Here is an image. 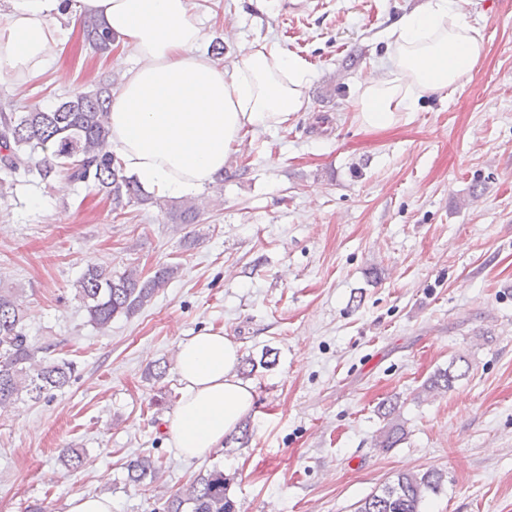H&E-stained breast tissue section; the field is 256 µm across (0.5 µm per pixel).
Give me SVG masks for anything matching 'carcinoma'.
I'll use <instances>...</instances> for the list:
<instances>
[{
  "label": "carcinoma",
  "instance_id": "1",
  "mask_svg": "<svg viewBox=\"0 0 512 512\" xmlns=\"http://www.w3.org/2000/svg\"><path fill=\"white\" fill-rule=\"evenodd\" d=\"M85 41L96 55L112 51L111 37L99 22H83ZM111 85L100 84L92 91H78L51 110L32 109L18 113L11 101L0 107V169H20L46 180L63 172L112 203V211L125 210L134 203H145L137 183L126 177L112 151L110 129L105 115ZM51 155H45L48 144ZM175 224H195L200 210L192 200L170 207ZM179 266L166 265L144 277L135 269L116 274L108 267H92L77 281L76 296L86 310L89 322L106 329L119 316L130 317L148 306L157 294L176 277ZM27 310L10 288H0V409H6L22 395L38 400L44 394L67 386L75 378V365L67 360H52L26 331ZM458 376L453 370H437L423 386L424 391L442 394L454 387ZM388 423L375 439V447L392 448L405 435L395 417L398 402L382 404ZM158 461L140 455L127 465V479L140 485L155 479ZM443 474L437 470L402 473L358 501L355 512H422L426 497L441 489ZM229 482L218 467L198 474L186 485L170 493L164 512H232Z\"/></svg>",
  "mask_w": 512,
  "mask_h": 512
}]
</instances>
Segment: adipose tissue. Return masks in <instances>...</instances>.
Returning a JSON list of instances; mask_svg holds the SVG:
<instances>
[{"label": "adipose tissue", "instance_id": "obj_1", "mask_svg": "<svg viewBox=\"0 0 512 512\" xmlns=\"http://www.w3.org/2000/svg\"><path fill=\"white\" fill-rule=\"evenodd\" d=\"M137 61L112 93L108 126L125 173L174 199L211 182L249 132L308 107L313 73L277 42H243L232 67L203 52L193 0H0V83H37L84 17ZM388 63L362 73L353 109L369 128L395 124L423 96L455 91L485 50L483 29L457 0H426L385 32ZM239 347L221 333L182 339L181 395L165 427L181 459L210 455L253 407L236 374Z\"/></svg>", "mask_w": 512, "mask_h": 512}]
</instances>
